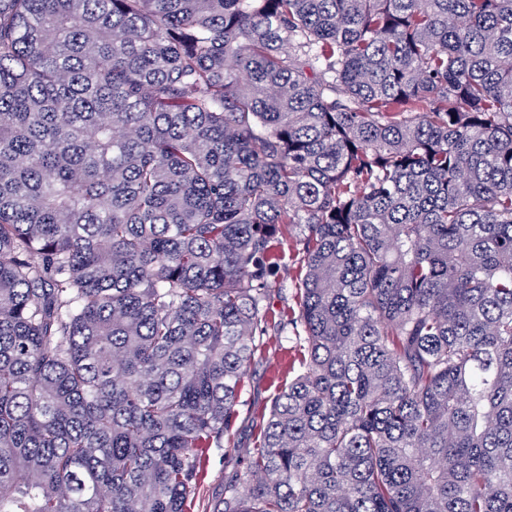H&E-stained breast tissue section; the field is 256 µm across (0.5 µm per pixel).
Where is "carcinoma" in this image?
Instances as JSON below:
<instances>
[{"label": "carcinoma", "mask_w": 512, "mask_h": 512, "mask_svg": "<svg viewBox=\"0 0 512 512\" xmlns=\"http://www.w3.org/2000/svg\"><path fill=\"white\" fill-rule=\"evenodd\" d=\"M285 240L223 512H512V0H0V512H185ZM284 251H285V258L282 260V263H281V268L278 270L277 272V275H278V278L280 279V281H285L288 283V289L286 291H283L282 293H277L275 292L272 296H271V300H270V311L273 315V322L274 320L275 321H278L279 318H282L284 320H287L288 319V315H289V306L292 308L293 306L295 307V302L293 300V294H294V289L292 288V284H291V278H292V263H291V258H292V253L290 254L289 251H288V248L287 246L285 245L284 246ZM289 255H290V259H289ZM286 264L287 266L286 267H283V265ZM288 265H289V271H288ZM275 317V319H274ZM262 359L247 366L239 395V405L233 425L234 441L239 456L224 455V447L211 445L203 454L201 477L188 512H221L224 508V478L242 466L245 451L256 441V422L269 412L274 396L293 378L290 369L294 356L295 336L292 326L271 328L264 336Z\"/></svg>", "instance_id": "obj_1"}]
</instances>
